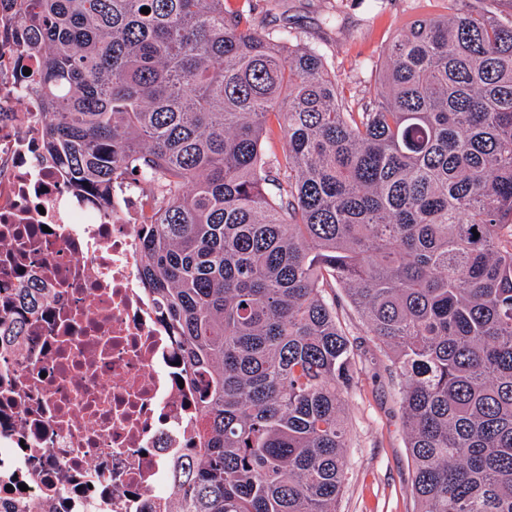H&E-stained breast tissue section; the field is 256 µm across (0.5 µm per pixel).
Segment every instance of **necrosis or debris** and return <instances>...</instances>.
I'll use <instances>...</instances> for the list:
<instances>
[{
	"label": "necrosis or debris",
	"mask_w": 512,
	"mask_h": 512,
	"mask_svg": "<svg viewBox=\"0 0 512 512\" xmlns=\"http://www.w3.org/2000/svg\"><path fill=\"white\" fill-rule=\"evenodd\" d=\"M0 42V500L15 512H172L198 393L141 279L139 201L76 195Z\"/></svg>",
	"instance_id": "necrosis-or-debris-1"
}]
</instances>
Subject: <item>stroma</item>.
Listing matches in <instances>:
<instances>
[{
    "instance_id": "1",
    "label": "stroma",
    "mask_w": 512,
    "mask_h": 512,
    "mask_svg": "<svg viewBox=\"0 0 512 512\" xmlns=\"http://www.w3.org/2000/svg\"><path fill=\"white\" fill-rule=\"evenodd\" d=\"M257 25L318 48L346 99L373 94L387 48L409 23L447 14L448 0H232ZM348 480L336 512H418L396 389L363 367L347 397Z\"/></svg>"
}]
</instances>
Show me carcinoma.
I'll list each match as a JSON object with an SVG mask.
<instances>
[{
	"label": "carcinoma",
	"mask_w": 512,
	"mask_h": 512,
	"mask_svg": "<svg viewBox=\"0 0 512 512\" xmlns=\"http://www.w3.org/2000/svg\"><path fill=\"white\" fill-rule=\"evenodd\" d=\"M503 1L411 22L349 104L231 0H13L45 152L94 204L149 207L142 275L200 384L173 512H336L362 355L335 288L399 386L419 512H512ZM335 289L336 294L339 295L344 305V307L339 310V319L342 327L348 333V337L351 341H354L357 344H359V342L362 343L361 346L366 351L367 357H369L372 353L379 355L378 349L376 348L374 342L371 340L372 336H367L368 334L365 326H363L354 310L344 299L340 288Z\"/></svg>",
	"instance_id": "1"
}]
</instances>
